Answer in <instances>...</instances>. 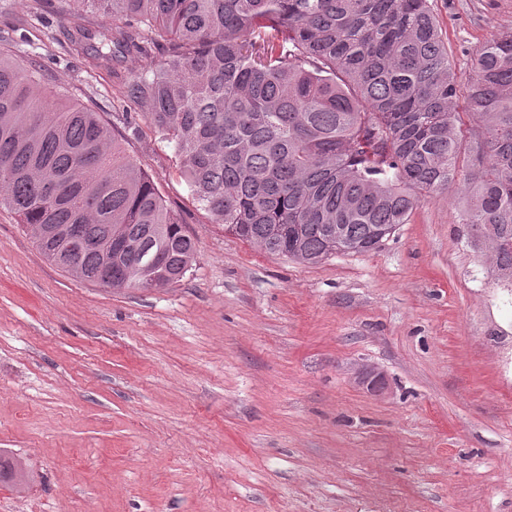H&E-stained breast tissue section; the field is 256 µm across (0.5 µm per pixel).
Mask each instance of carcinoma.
<instances>
[{
  "label": "carcinoma",
  "instance_id": "cac0c4a2",
  "mask_svg": "<svg viewBox=\"0 0 512 512\" xmlns=\"http://www.w3.org/2000/svg\"><path fill=\"white\" fill-rule=\"evenodd\" d=\"M69 51L129 72L125 101L172 145L224 231L316 265L363 254L461 186L459 223L512 285V30L458 83L430 0H66ZM110 24L92 30L85 13ZM0 50V204L75 280L162 288L197 257L152 177L99 112L47 92ZM478 132L468 169L461 127ZM0 481L22 488L0 459Z\"/></svg>",
  "mask_w": 512,
  "mask_h": 512
}]
</instances>
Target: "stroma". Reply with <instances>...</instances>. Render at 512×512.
<instances>
[{"label":"stroma","mask_w":512,"mask_h":512,"mask_svg":"<svg viewBox=\"0 0 512 512\" xmlns=\"http://www.w3.org/2000/svg\"><path fill=\"white\" fill-rule=\"evenodd\" d=\"M460 84L512 0H432ZM65 0H0V43L91 106L181 213L164 288L74 280L0 205V512H512V288L427 198L368 254L304 265L225 233L120 80L69 53ZM381 373L386 389L361 383Z\"/></svg>","instance_id":"35a3bbf8"}]
</instances>
